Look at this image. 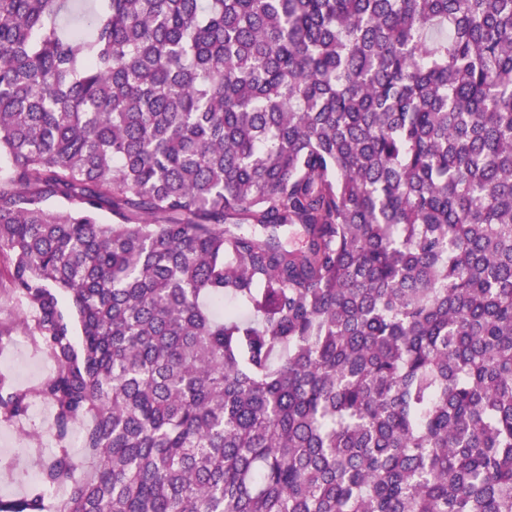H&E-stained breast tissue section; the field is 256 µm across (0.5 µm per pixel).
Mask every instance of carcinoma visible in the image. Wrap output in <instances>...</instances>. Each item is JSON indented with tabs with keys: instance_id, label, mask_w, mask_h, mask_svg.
I'll use <instances>...</instances> for the list:
<instances>
[{
	"instance_id": "cac0c4a2",
	"label": "carcinoma",
	"mask_w": 512,
	"mask_h": 512,
	"mask_svg": "<svg viewBox=\"0 0 512 512\" xmlns=\"http://www.w3.org/2000/svg\"><path fill=\"white\" fill-rule=\"evenodd\" d=\"M70 10L0 0V512H512V0ZM39 402H41L44 405L45 413H46L45 429L49 430V432H46V438H43V436H42V431H43L44 427H43V425H41L39 419L35 418L32 415L31 408H30V412H29V421L25 425V429L27 431H29L34 428L38 433L40 432V434H41V447L40 448L44 453H49L53 450V448H55L54 429H53V425H52V419H51V415H50L49 405L43 401H39ZM39 402L34 403L32 405V411L34 414H38L39 417L42 418L43 406ZM48 442L51 444V447H45V444ZM25 470L35 471L31 463V458L24 450V452L18 457L14 468L11 469V471L17 475L16 479L11 481L9 479L3 480V478H0V494H22L25 491L28 483L31 481L24 476L23 471Z\"/></svg>"
}]
</instances>
